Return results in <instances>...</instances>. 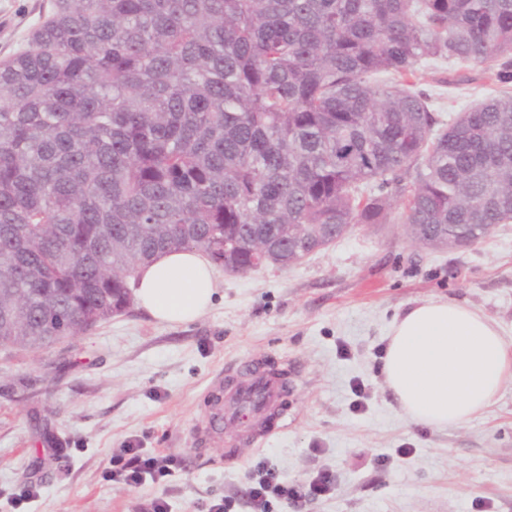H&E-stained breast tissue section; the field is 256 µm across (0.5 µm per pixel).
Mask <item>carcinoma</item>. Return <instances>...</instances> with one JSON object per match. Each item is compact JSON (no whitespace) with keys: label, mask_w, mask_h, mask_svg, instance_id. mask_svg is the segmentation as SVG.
<instances>
[{"label":"carcinoma","mask_w":512,"mask_h":512,"mask_svg":"<svg viewBox=\"0 0 512 512\" xmlns=\"http://www.w3.org/2000/svg\"><path fill=\"white\" fill-rule=\"evenodd\" d=\"M500 62L512 0H53L0 60V346L124 311L195 249L288 268L403 202L412 243L512 223V91L447 127L409 77Z\"/></svg>","instance_id":"1"}]
</instances>
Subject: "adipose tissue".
I'll list each match as a JSON object with an SVG mask.
<instances>
[{
    "label": "adipose tissue",
    "instance_id": "1",
    "mask_svg": "<svg viewBox=\"0 0 512 512\" xmlns=\"http://www.w3.org/2000/svg\"><path fill=\"white\" fill-rule=\"evenodd\" d=\"M139 307L161 323L193 322L212 306L213 263L196 250L162 254L138 274ZM382 372L400 414L431 429L481 416L512 381V344L498 323L470 304L439 297L396 315Z\"/></svg>",
    "mask_w": 512,
    "mask_h": 512
}]
</instances>
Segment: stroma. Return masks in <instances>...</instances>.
Here are the masks:
<instances>
[{"instance_id": "stroma-1", "label": "stroma", "mask_w": 512, "mask_h": 512, "mask_svg": "<svg viewBox=\"0 0 512 512\" xmlns=\"http://www.w3.org/2000/svg\"><path fill=\"white\" fill-rule=\"evenodd\" d=\"M50 5L0 0V59ZM497 72L493 63L423 64L413 82L447 121L499 94ZM402 212L354 225L292 267L218 273L214 304L194 322L167 325L133 305L45 351L0 348V512L31 487L26 512H141L158 495L173 512H204L263 459L291 482L333 473L331 495L303 512H512V383L472 422L429 429L397 412L382 374L393 317L440 296L481 310L512 342V224L435 250L409 240ZM245 359L288 369L284 421L258 444L242 427L200 444L194 426L210 381ZM131 444L174 456L171 475L138 489L106 480L113 455Z\"/></svg>"}]
</instances>
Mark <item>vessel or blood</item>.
<instances>
[{
    "label": "vessel or blood",
    "instance_id": "1",
    "mask_svg": "<svg viewBox=\"0 0 512 512\" xmlns=\"http://www.w3.org/2000/svg\"><path fill=\"white\" fill-rule=\"evenodd\" d=\"M287 391V383L262 369H250L244 379L230 387L223 378H216L209 385V411L197 427L199 439H223L225 428L239 424L251 425L255 439L264 438L266 428L260 419L277 410Z\"/></svg>",
    "mask_w": 512,
    "mask_h": 512
}]
</instances>
